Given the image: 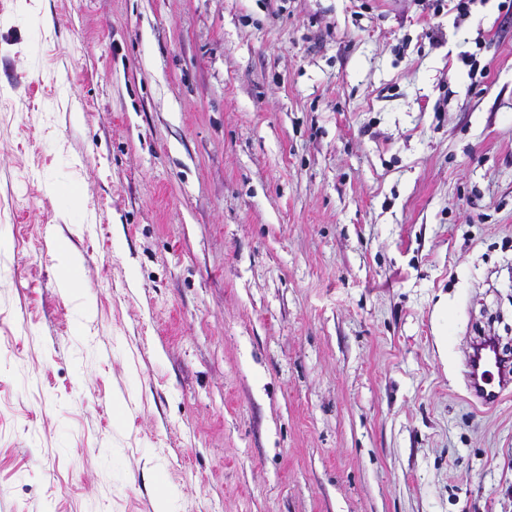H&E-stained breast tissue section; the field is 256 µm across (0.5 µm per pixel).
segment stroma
<instances>
[{
  "mask_svg": "<svg viewBox=\"0 0 512 512\" xmlns=\"http://www.w3.org/2000/svg\"><path fill=\"white\" fill-rule=\"evenodd\" d=\"M498 4L0 0V512H512ZM464 376L472 396L484 406H494L512 386L511 357L502 352L494 336L474 338L464 358Z\"/></svg>",
  "mask_w": 512,
  "mask_h": 512,
  "instance_id": "35a3bbf8",
  "label": "stroma"
}]
</instances>
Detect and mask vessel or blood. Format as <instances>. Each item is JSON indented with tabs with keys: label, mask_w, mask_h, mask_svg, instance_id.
Instances as JSON below:
<instances>
[{
	"label": "vessel or blood",
	"mask_w": 512,
	"mask_h": 512,
	"mask_svg": "<svg viewBox=\"0 0 512 512\" xmlns=\"http://www.w3.org/2000/svg\"><path fill=\"white\" fill-rule=\"evenodd\" d=\"M464 376L472 396L482 405H496L512 387V357L493 336L473 339L464 358Z\"/></svg>",
	"instance_id": "vessel-or-blood-1"
}]
</instances>
